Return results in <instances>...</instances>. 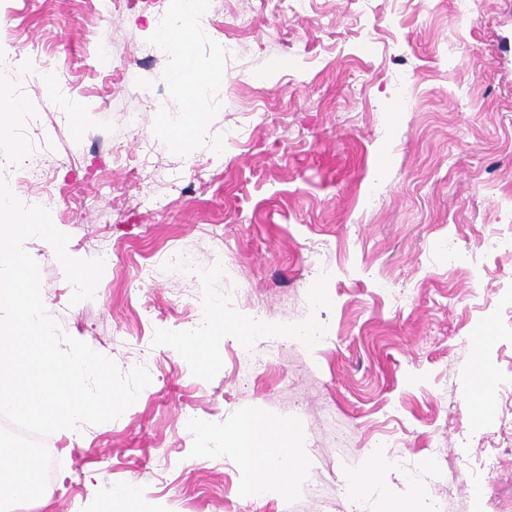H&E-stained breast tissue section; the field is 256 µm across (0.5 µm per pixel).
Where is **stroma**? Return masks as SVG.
I'll list each match as a JSON object with an SVG mask.
<instances>
[{
	"mask_svg": "<svg viewBox=\"0 0 512 512\" xmlns=\"http://www.w3.org/2000/svg\"><path fill=\"white\" fill-rule=\"evenodd\" d=\"M238 51L224 57L236 14ZM154 10L123 0H0V40L44 67L0 91V172L17 197L42 195L68 252L112 263L92 299L71 286L46 241L24 247L61 329L121 371L149 357L151 383L113 421L53 435L61 460L45 504L13 512H101L110 487L135 483L136 512H425L406 474L433 484L441 512H473L474 486L497 482L490 512H512V252L452 268L479 235L512 225V0H312L279 15L272 0H212L197 35L198 71L224 59V79L194 92L199 129L178 124L175 55L147 62ZM109 51L117 65L100 63ZM73 91L57 106L47 87ZM154 83L159 105L141 93ZM137 126H129V114ZM223 142L222 153L212 150ZM51 159L28 187L14 181L41 143ZM384 187L364 204L371 181ZM187 253L193 278L147 279L146 264ZM404 288L402 303L374 280ZM244 289L266 336L224 337L208 368L176 336L206 294ZM329 335L308 349L303 322ZM488 329L483 352L458 337ZM278 345L272 367L237 375L239 345ZM497 383L492 407L471 412L479 372ZM250 416L293 429L302 477L291 492L254 498L225 438ZM397 440L386 499L353 502L348 475L367 448ZM497 460L494 472L481 459Z\"/></svg>",
	"mask_w": 512,
	"mask_h": 512,
	"instance_id": "1",
	"label": "stroma"
}]
</instances>
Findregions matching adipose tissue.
<instances>
[{
    "label": "adipose tissue",
    "instance_id": "ef3b65f1",
    "mask_svg": "<svg viewBox=\"0 0 512 512\" xmlns=\"http://www.w3.org/2000/svg\"><path fill=\"white\" fill-rule=\"evenodd\" d=\"M197 33L194 0H183L176 30L160 28L156 31L159 41L183 59V68L173 76L172 81L187 94L200 83L220 79L224 69L223 59L218 58L205 73L195 72L193 44ZM210 319L213 323V332L210 336L202 340L194 338L184 344L185 349L193 354L198 364L203 367L208 366L212 357L222 350L225 333L235 332L241 328L236 319L221 313L211 314ZM289 435V429L269 428L250 417L241 419L235 425L232 431V445L241 466L254 475L253 480L245 488L247 495L280 494L295 484L299 468L295 458L286 450ZM393 466V461L380 449H368L360 467L352 471L348 477L349 493L357 498L367 490L380 496L384 495L385 490L380 479Z\"/></svg>",
    "mask_w": 512,
    "mask_h": 512
}]
</instances>
